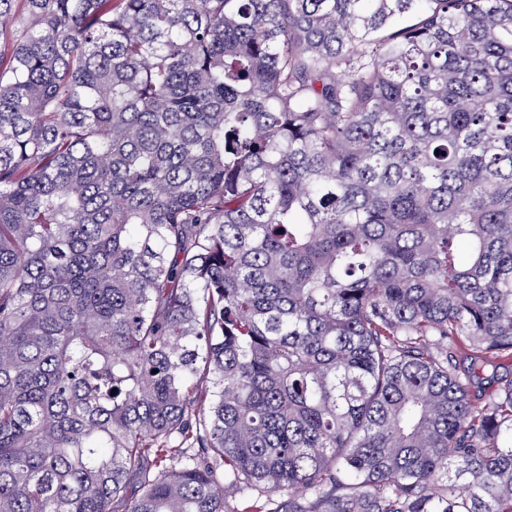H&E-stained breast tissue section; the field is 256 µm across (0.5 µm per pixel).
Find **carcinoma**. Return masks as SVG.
I'll use <instances>...</instances> for the list:
<instances>
[{
	"label": "carcinoma",
	"mask_w": 512,
	"mask_h": 512,
	"mask_svg": "<svg viewBox=\"0 0 512 512\" xmlns=\"http://www.w3.org/2000/svg\"><path fill=\"white\" fill-rule=\"evenodd\" d=\"M446 340L512 360V0H0V512H512Z\"/></svg>",
	"instance_id": "carcinoma-1"
}]
</instances>
